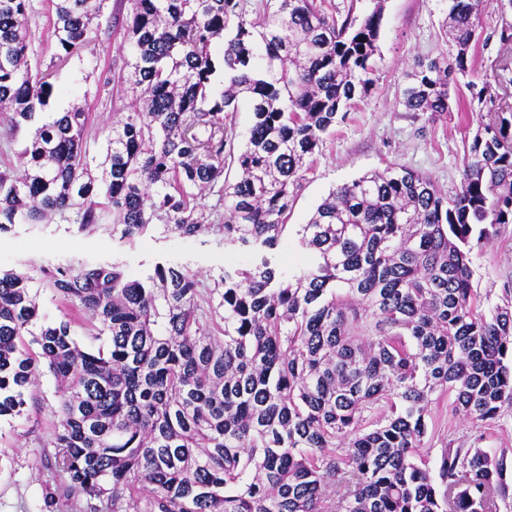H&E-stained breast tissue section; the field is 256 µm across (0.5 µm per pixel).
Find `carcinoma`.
Wrapping results in <instances>:
<instances>
[{
	"instance_id": "1",
	"label": "carcinoma",
	"mask_w": 512,
	"mask_h": 512,
	"mask_svg": "<svg viewBox=\"0 0 512 512\" xmlns=\"http://www.w3.org/2000/svg\"><path fill=\"white\" fill-rule=\"evenodd\" d=\"M103 2L54 0L46 64L22 24L33 0H0L10 134L49 106L55 62L84 50ZM132 2L127 80L141 94L112 123L101 177L84 109L34 127L23 173L0 172V235L46 210L93 230L107 209L121 240L155 220L183 238L210 227L247 264L211 288L171 263L145 279L113 262L58 266L44 276L67 311L36 332L32 278L0 269V418L23 414L39 375L58 382L59 480L42 512H498L505 455L448 445L435 479L420 448L439 392L478 426L512 411V292L483 309L471 268L512 224V112L477 131L451 195L403 166L334 189L297 230L314 259L291 274L272 251L307 161L372 85L382 8L359 20L352 4L341 16L326 0H260L249 21L244 0ZM481 4L448 0L453 63L415 61L406 111H451ZM241 101L252 122L237 150ZM233 166L211 224L198 199ZM75 311L95 321L84 347Z\"/></svg>"
}]
</instances>
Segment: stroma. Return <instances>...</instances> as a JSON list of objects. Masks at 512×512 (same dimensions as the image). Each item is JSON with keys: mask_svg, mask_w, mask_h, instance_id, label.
<instances>
[{"mask_svg": "<svg viewBox=\"0 0 512 512\" xmlns=\"http://www.w3.org/2000/svg\"><path fill=\"white\" fill-rule=\"evenodd\" d=\"M383 5V21L377 42L372 85L358 100L347 119L326 136L305 174L291 210L285 237L274 255L283 267L296 269L306 254L292 239L299 225L307 223L317 205L330 191L368 172L403 165L428 175L438 188L453 193L462 177L463 160L474 134L487 123L488 106L473 95L477 85H490L493 92L512 104V83L502 80L504 64L512 63V44L501 45V28L512 27V0H487L484 35L469 74L456 76L449 87L450 112L436 121L405 111L402 91L415 59L453 57L455 49L444 35L448 0H331L333 8L354 6L358 16L369 14L375 3ZM131 0H106L100 27L81 56L54 70L53 110L70 105L89 112L85 137L90 156L98 158L106 147L107 126L134 109L135 95L121 74L130 50L125 42L124 22ZM107 75L100 83L98 75ZM119 262L134 275L151 273L155 262L169 260L198 274L212 284L221 268L237 263L239 256L224 246V237L209 231L180 238L161 227L128 242L112 235V218L101 226L79 231L76 223L50 213L38 224H19L0 237V267L34 278L32 292L40 306V321L61 316L58 303L37 271L58 263ZM472 285L499 303L503 290L512 284V224L500 236L472 254ZM453 394L435 396L428 422V437L422 453L436 463L445 445L480 444L487 452L506 454L512 460V414L476 428L452 410ZM58 398L51 376H43L33 387L25 414L0 419V512H41L48 486L55 476L46 460L53 453L48 440L57 421Z\"/></svg>", "mask_w": 512, "mask_h": 512, "instance_id": "35a3bbf8", "label": "stroma"}]
</instances>
